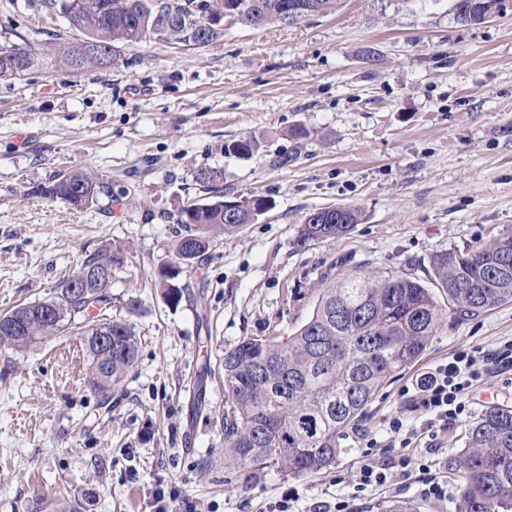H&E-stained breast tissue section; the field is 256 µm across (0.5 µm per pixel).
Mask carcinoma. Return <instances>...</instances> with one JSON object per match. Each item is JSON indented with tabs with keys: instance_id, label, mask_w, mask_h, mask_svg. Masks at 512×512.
I'll list each match as a JSON object with an SVG mask.
<instances>
[{
	"instance_id": "carcinoma-1",
	"label": "carcinoma",
	"mask_w": 512,
	"mask_h": 512,
	"mask_svg": "<svg viewBox=\"0 0 512 512\" xmlns=\"http://www.w3.org/2000/svg\"><path fill=\"white\" fill-rule=\"evenodd\" d=\"M166 0H46L63 16L75 13L83 37L62 50L63 63L75 70L114 62L118 49L151 40L201 49L216 42L224 29L212 19L234 3L251 0H184L197 4L193 38L185 25H165L156 5ZM264 8L243 13L253 25H283V5L299 19L336 11L339 0H261ZM30 52L19 57L16 47H0V79L34 67ZM196 181L211 192L207 203L188 202L177 213L182 230L174 244V260L161 268L158 286L182 299L172 287L187 253L193 260L208 255L215 241L235 235L253 223V212L270 209L266 197H242L247 208L230 220L224 213L222 175L210 168L196 172ZM107 181L89 171L53 175L34 194L59 199L75 209L98 201ZM358 224V211L326 207L313 211L302 224L299 240L306 244L348 234ZM121 246L107 244L85 254L76 273L104 271L118 263ZM431 277L446 296L439 303L432 288L409 270L379 276L352 271L330 280L311 316L285 340L250 337L224 352V464L258 476L268 468L295 475L328 469L342 452L344 430L359 421L365 408L395 374L422 356L447 317H478L489 308L512 302V232L476 246L448 249L431 260ZM60 281L49 314L44 302L17 306L0 314V346L16 352L55 336L77 332L89 360V383L106 395L117 390L137 354L134 326L106 317L112 294L91 280L81 297L68 294ZM112 324V340L97 341L93 326ZM448 472L460 477L456 512H512V410L484 408L464 432V447L444 460ZM377 512H420L410 500L392 499L372 505Z\"/></svg>"
}]
</instances>
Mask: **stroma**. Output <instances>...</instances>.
<instances>
[{
  "label": "stroma",
  "mask_w": 512,
  "mask_h": 512,
  "mask_svg": "<svg viewBox=\"0 0 512 512\" xmlns=\"http://www.w3.org/2000/svg\"><path fill=\"white\" fill-rule=\"evenodd\" d=\"M452 6L340 0L290 26L228 18L208 47L153 40L75 71L58 56L80 36L65 17L44 0H0V44L39 58L0 80V313L51 297L84 253L120 243L110 314L131 321L138 341L107 403L87 384L79 336L23 353L0 346V512H269L287 494L294 512L340 496L350 512L389 499L455 512L454 500H420L419 466L456 492L441 463L486 404L512 408V371L485 372L469 412L434 437L404 391L458 350L512 343V302L444 322L317 473L271 469L247 483L225 467L222 383L225 350L286 339L330 279L406 268L425 278L437 252L512 231V12L464 26ZM297 125L308 138L289 137ZM245 137L258 143L252 157L229 152ZM203 167L222 172L228 197L257 193L272 206L181 273L175 305L154 278L173 260L178 206L207 200ZM71 169L111 177L109 193L82 210L34 195ZM328 206L358 210V224L299 244L305 217ZM396 417L412 428L407 476L354 494L365 436L383 438Z\"/></svg>",
  "instance_id": "35a3bbf8"
}]
</instances>
